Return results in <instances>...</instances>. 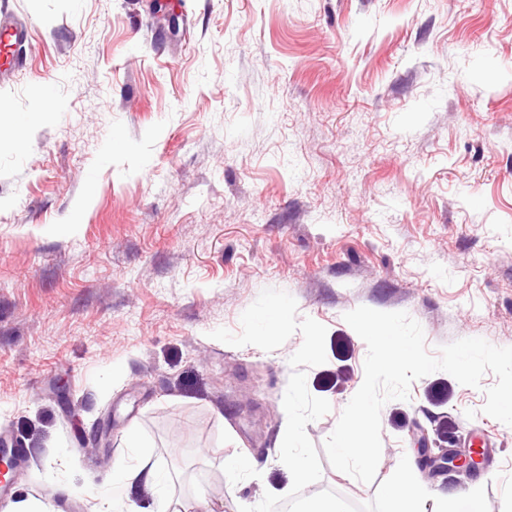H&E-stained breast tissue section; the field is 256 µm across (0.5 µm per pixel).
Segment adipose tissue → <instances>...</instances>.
Segmentation results:
<instances>
[{
  "instance_id": "ef3b65f1",
  "label": "adipose tissue",
  "mask_w": 512,
  "mask_h": 512,
  "mask_svg": "<svg viewBox=\"0 0 512 512\" xmlns=\"http://www.w3.org/2000/svg\"><path fill=\"white\" fill-rule=\"evenodd\" d=\"M137 483L145 484L155 491L162 503L163 512H179L171 495L170 473L158 468L143 456L139 457L135 465H119L114 468L112 487L106 490V500L99 512H125L126 503L122 493Z\"/></svg>"
}]
</instances>
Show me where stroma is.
Listing matches in <instances>:
<instances>
[{"label":"stroma","instance_id":"1","mask_svg":"<svg viewBox=\"0 0 512 512\" xmlns=\"http://www.w3.org/2000/svg\"><path fill=\"white\" fill-rule=\"evenodd\" d=\"M7 2L31 37L0 84V433L26 453L0 512H91L133 424L186 507L288 494L302 335L210 336L266 288L327 329L305 370L331 405L306 427L319 449L364 380L345 313L406 312L433 354L512 347V0ZM495 382L415 380L381 409L375 482L326 462L306 494L369 503L405 456L424 512L480 486L512 512V426L482 411ZM476 430L485 463L445 469ZM233 454L260 471L227 476Z\"/></svg>","mask_w":512,"mask_h":512}]
</instances>
